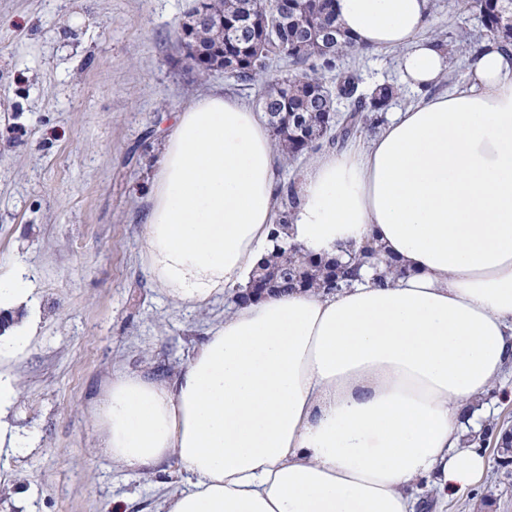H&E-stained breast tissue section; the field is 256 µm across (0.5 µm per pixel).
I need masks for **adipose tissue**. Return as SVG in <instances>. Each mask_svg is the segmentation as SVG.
<instances>
[{
	"label": "adipose tissue",
	"mask_w": 512,
	"mask_h": 512,
	"mask_svg": "<svg viewBox=\"0 0 512 512\" xmlns=\"http://www.w3.org/2000/svg\"><path fill=\"white\" fill-rule=\"evenodd\" d=\"M429 0H336L357 46L400 53L423 97L368 145L315 157L298 179L288 243L336 257L364 243L396 260L335 292L234 305L176 374L116 372L94 410L100 449L148 473L176 461L166 512H414V486L446 495L488 461L460 415L512 363V46L485 42L468 78L430 95L450 55L422 31ZM279 183L268 128L209 94L162 142L142 237L175 302L245 292L272 250ZM27 281L0 283L23 349Z\"/></svg>",
	"instance_id": "obj_1"
}]
</instances>
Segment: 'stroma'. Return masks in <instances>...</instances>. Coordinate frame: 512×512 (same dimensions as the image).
Listing matches in <instances>:
<instances>
[{"mask_svg": "<svg viewBox=\"0 0 512 512\" xmlns=\"http://www.w3.org/2000/svg\"><path fill=\"white\" fill-rule=\"evenodd\" d=\"M192 0H0V279L24 271L41 319L21 351L0 359L20 396L5 417L31 438L0 456V496L21 512H164L180 487L170 462L143 474L98 451L92 402L113 372L167 376L223 321L230 297L179 304L151 277L141 236L162 140L202 95L257 107L263 80L191 71L178 43ZM423 34L482 46L465 0H430ZM394 50L340 61L360 94L389 84L388 111L418 102ZM512 427V368L471 427ZM489 468L440 512H512V464Z\"/></svg>", "mask_w": 512, "mask_h": 512, "instance_id": "35a3bbf8", "label": "stroma"}]
</instances>
